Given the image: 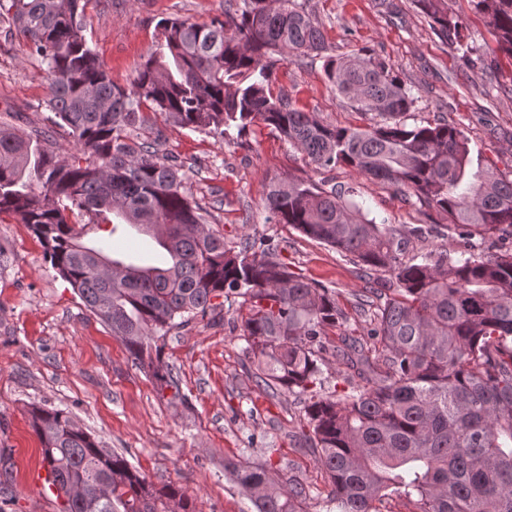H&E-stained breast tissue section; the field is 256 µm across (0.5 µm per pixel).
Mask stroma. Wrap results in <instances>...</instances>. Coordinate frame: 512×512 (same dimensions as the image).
<instances>
[{
	"label": "stroma",
	"mask_w": 512,
	"mask_h": 512,
	"mask_svg": "<svg viewBox=\"0 0 512 512\" xmlns=\"http://www.w3.org/2000/svg\"><path fill=\"white\" fill-rule=\"evenodd\" d=\"M240 0H89L83 35L113 83L126 87L155 48L165 18L207 25ZM319 25L321 55L277 62L269 89L334 126H364L368 115L328 82L326 58L367 54L389 61L415 98L408 123L442 118L458 125L474 151L512 177V61L493 51L494 37L468 0L448 11L468 26L469 55L435 30L414 0H295ZM43 64L13 27L0 20V126L50 135L68 152L70 137L48 120ZM163 153L186 170V190L211 213L208 228L230 247L272 239L289 268L335 291L349 335L367 337L358 303L387 273L365 272L335 249L285 224H270L264 184L288 177L345 188L367 218L411 237L409 254L441 248L456 225L415 196L349 168H316L300 150L261 125L220 142L189 129L164 130ZM238 306L193 319L163 341V359L178 374L181 401L157 390L122 341L91 313L46 262L28 225L0 215V512H60L62 501L31 481L42 466L32 406L62 409L101 447L123 455L155 485H180L197 512H253L224 472L228 459L270 461L310 489L307 512H330L329 486L303 437L304 397L257 385L240 337Z\"/></svg>",
	"instance_id": "35a3bbf8"
}]
</instances>
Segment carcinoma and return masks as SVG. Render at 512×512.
<instances>
[{
    "label": "carcinoma",
    "mask_w": 512,
    "mask_h": 512,
    "mask_svg": "<svg viewBox=\"0 0 512 512\" xmlns=\"http://www.w3.org/2000/svg\"><path fill=\"white\" fill-rule=\"evenodd\" d=\"M86 0H0L50 79L53 124L68 129L64 157L25 133L0 128V214L29 226L46 259L84 306L125 345L160 388L180 397L158 341L197 316L242 299L245 352L255 381L307 395V438L337 512H381L395 496L411 512H512V250L485 257L475 236L512 235V179L476 154L444 120L407 125L414 97L381 58L330 59L329 83L379 120L338 127L268 89L276 62L323 49V34L292 0H241L225 20L158 23L155 50L130 87L112 83L83 36ZM438 32L467 55L464 19L447 0H415ZM496 50L512 59V0H469ZM173 128L220 140L261 123L318 168L346 166L448 216L456 248L405 257L408 239L367 219L358 204L311 180H272L269 224L301 234L390 275L371 288L369 340L346 335L336 295L292 272L271 240L235 251L205 228L207 210L184 190L186 172L159 154ZM87 217L72 224L69 214ZM123 218L152 232L169 261L141 266L88 247L86 225ZM340 330L329 351L328 330ZM336 359L346 383L324 395L323 368ZM31 427L62 512H196L182 487L149 483L127 459L99 447L62 409L35 407ZM255 512H304L310 489L268 462L228 460Z\"/></svg>",
    "instance_id": "carcinoma-1"
}]
</instances>
